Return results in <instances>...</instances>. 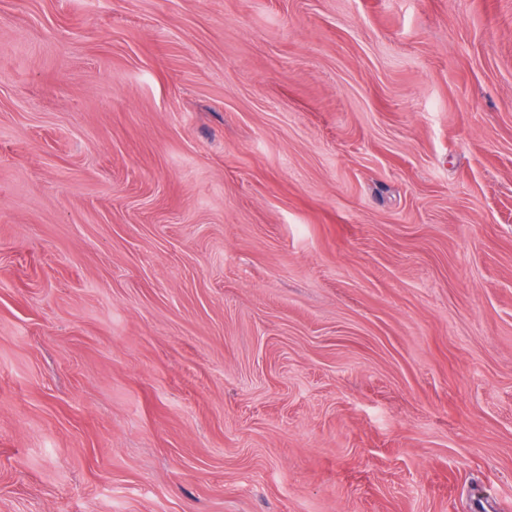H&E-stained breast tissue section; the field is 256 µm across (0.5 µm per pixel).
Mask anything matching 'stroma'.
I'll return each instance as SVG.
<instances>
[{
	"instance_id": "35a3bbf8",
	"label": "stroma",
	"mask_w": 512,
	"mask_h": 512,
	"mask_svg": "<svg viewBox=\"0 0 512 512\" xmlns=\"http://www.w3.org/2000/svg\"><path fill=\"white\" fill-rule=\"evenodd\" d=\"M0 512H512V0H0Z\"/></svg>"
}]
</instances>
